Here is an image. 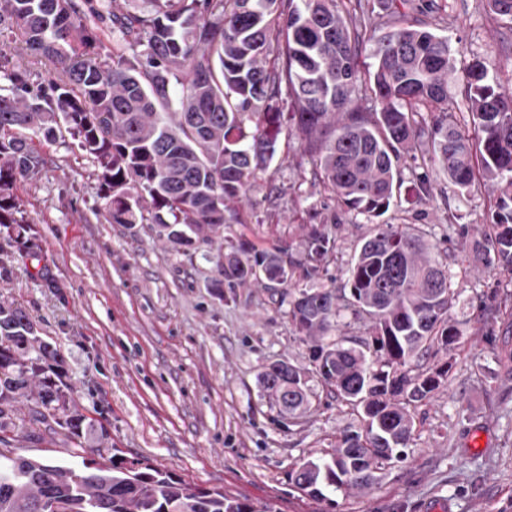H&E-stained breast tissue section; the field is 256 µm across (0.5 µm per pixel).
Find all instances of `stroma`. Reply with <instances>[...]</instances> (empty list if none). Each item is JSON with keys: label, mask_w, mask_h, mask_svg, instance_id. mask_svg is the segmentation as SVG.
Segmentation results:
<instances>
[{"label": "stroma", "mask_w": 512, "mask_h": 512, "mask_svg": "<svg viewBox=\"0 0 512 512\" xmlns=\"http://www.w3.org/2000/svg\"><path fill=\"white\" fill-rule=\"evenodd\" d=\"M457 63L481 58L512 81V27L485 0H414ZM47 165L17 193L40 251L30 257L0 235L9 274L0 295L24 307L64 361L70 399L105 427L103 457L139 458L203 488H220L256 512H512V272L485 268L462 248L459 226L477 239L488 199L433 173L432 195L416 176L429 170L430 146L417 144L399 164L400 187L381 220L413 224L447 264L457 299L450 311L465 341L448 381L417 408L403 461L387 465L366 494L333 493L332 503L288 484L300 459L331 453L343 431L361 426L344 405H317L301 425L276 426L258 384L263 364L304 363L306 346L284 308L254 284L215 296L207 246L186 256L154 224L128 228L101 213L96 164L73 139L41 143ZM225 225L257 249L293 242L304 224H329L336 258L313 279L342 287L375 217L344 211L311 181L297 142L278 154ZM12 455L79 465L64 435L15 431Z\"/></svg>", "instance_id": "obj_1"}]
</instances>
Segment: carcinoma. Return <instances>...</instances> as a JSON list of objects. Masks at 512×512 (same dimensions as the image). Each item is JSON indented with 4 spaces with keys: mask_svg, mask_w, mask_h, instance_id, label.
I'll return each mask as SVG.
<instances>
[{
    "mask_svg": "<svg viewBox=\"0 0 512 512\" xmlns=\"http://www.w3.org/2000/svg\"><path fill=\"white\" fill-rule=\"evenodd\" d=\"M0 0V34L49 60L57 77L33 84L0 48V234L29 256L39 244L15 193L41 174L35 140L68 133L97 163L105 219L155 224L183 254L215 251L211 287L261 284L288 306L307 364L269 361L258 383L278 422L299 424L326 397L361 412L325 460H302L291 485L320 501L371 490L382 466L401 461L413 408L447 381L462 336L449 311L448 268L411 224H375L342 288L299 287L336 253L325 224L298 242L258 251L224 238L226 214L268 169L281 140H296L313 182L350 210L384 214L397 167L423 139L433 164L468 192L491 186L490 223L474 249L487 268L512 272V93L480 58L459 73L469 107L447 111L456 70L448 38L414 15L411 0H383L382 21L359 23L363 0ZM512 24V0H486ZM112 30V48L101 39ZM369 45L371 63L358 58ZM370 336L344 333L346 314ZM58 350L28 312L0 297V512H255L218 488L192 486L138 459L91 458L109 447L105 428L68 404ZM319 387L321 392L313 391ZM21 426L63 433L82 468L13 457Z\"/></svg>",
    "mask_w": 512,
    "mask_h": 512,
    "instance_id": "cac0c4a2",
    "label": "carcinoma"
}]
</instances>
